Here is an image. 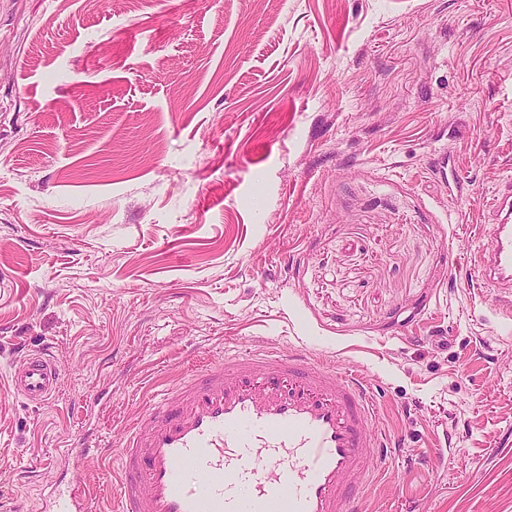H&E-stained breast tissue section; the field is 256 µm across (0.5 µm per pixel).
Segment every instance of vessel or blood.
I'll use <instances>...</instances> for the list:
<instances>
[{
  "instance_id": "b4317fda",
  "label": "vessel or blood",
  "mask_w": 512,
  "mask_h": 512,
  "mask_svg": "<svg viewBox=\"0 0 512 512\" xmlns=\"http://www.w3.org/2000/svg\"><path fill=\"white\" fill-rule=\"evenodd\" d=\"M491 250L473 258L483 287L512 302V190L493 195ZM59 366L25 356L11 387L43 403ZM365 377L322 367L301 351L267 348L208 361L159 391L119 450L113 512H364L375 458L394 446L378 431ZM77 436L58 459L107 456ZM85 489L57 490L49 512H89Z\"/></svg>"
}]
</instances>
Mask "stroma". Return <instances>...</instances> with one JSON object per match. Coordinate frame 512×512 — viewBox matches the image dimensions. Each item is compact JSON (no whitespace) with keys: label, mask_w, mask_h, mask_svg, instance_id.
Wrapping results in <instances>:
<instances>
[{"label":"stroma","mask_w":512,"mask_h":512,"mask_svg":"<svg viewBox=\"0 0 512 512\" xmlns=\"http://www.w3.org/2000/svg\"><path fill=\"white\" fill-rule=\"evenodd\" d=\"M510 174L512 0H0V496L109 512L154 392L278 347L404 437L367 512H512V318L467 261ZM78 433L109 455L57 463ZM59 366L54 357L25 355L24 362L11 374V387L25 399L44 403L56 393ZM48 512H88L91 510L86 489H60L51 498Z\"/></svg>","instance_id":"35a3bbf8"}]
</instances>
